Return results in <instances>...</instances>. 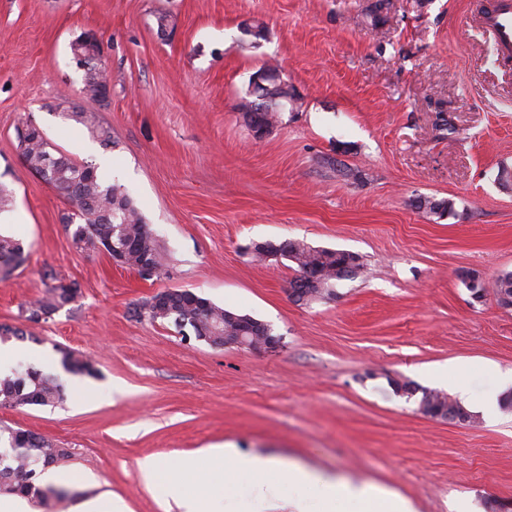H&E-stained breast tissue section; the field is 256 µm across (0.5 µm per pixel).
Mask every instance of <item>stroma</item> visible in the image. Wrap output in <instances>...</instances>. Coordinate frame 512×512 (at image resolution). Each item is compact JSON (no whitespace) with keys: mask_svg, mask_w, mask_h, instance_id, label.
I'll list each match as a JSON object with an SVG mask.
<instances>
[{"mask_svg":"<svg viewBox=\"0 0 512 512\" xmlns=\"http://www.w3.org/2000/svg\"><path fill=\"white\" fill-rule=\"evenodd\" d=\"M490 0H0V183L14 208L0 230L20 237L23 263L0 277V325L24 329L20 362L55 376L57 406L0 409L66 448L84 474L33 512H78L100 495L128 512H178L136 462L223 444L411 500L416 512L512 504V409L480 399L512 392V309L492 287L512 271V65L472 18ZM165 15L167 32L156 18ZM265 34H244L248 21ZM96 33L110 98L83 99L71 42ZM276 66L300 96L295 111L253 139L237 107L252 74ZM83 104L112 131L103 147L65 120ZM452 131L439 137L436 114ZM48 142L121 185L164 253L143 280L103 253L77 250L71 206L26 168L16 130ZM340 154L344 172L323 164ZM449 200L448 212L415 208ZM301 239L360 255L332 302L297 304L291 261H259L255 242ZM484 281L474 301L460 275ZM76 298L45 321L27 309L58 282ZM188 289L271 325L272 353L185 339L137 320L134 305ZM69 349L97 374L62 366ZM467 367L476 419H432L391 381L452 394L433 374Z\"/></svg>","mask_w":512,"mask_h":512,"instance_id":"stroma-1","label":"stroma"}]
</instances>
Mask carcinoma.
I'll list each match as a JSON object with an SVG mask.
<instances>
[{
  "instance_id": "carcinoma-1",
  "label": "carcinoma",
  "mask_w": 512,
  "mask_h": 512,
  "mask_svg": "<svg viewBox=\"0 0 512 512\" xmlns=\"http://www.w3.org/2000/svg\"><path fill=\"white\" fill-rule=\"evenodd\" d=\"M63 117L85 126L92 136L105 145H112V132L100 125L96 117L85 111L65 112ZM18 148L29 171L35 175L42 172L51 146L41 133L25 130L17 133ZM48 184L63 193L74 207V212L65 217L66 226L72 228L71 239L76 248L79 242L87 239L98 241L110 238L124 239L133 243L126 254V264L137 267L141 255L150 254L155 267L162 268V255L156 239L145 223L139 208L122 186L109 184L99 179L95 168L86 163H79L71 157L58 153L55 165L48 170ZM415 208L431 212H446L450 203L430 197H419ZM24 255V246L20 240L0 233V260H20ZM281 257L296 265L295 275L309 273L321 285L314 289L312 298H322L330 294L331 288L338 280L350 278L346 271L347 254L343 250L311 247L301 240L291 246L280 249ZM71 297L59 291V286L48 289L47 294L33 304L31 315L27 320L37 323L39 319L32 313L45 315L70 302ZM226 309L210 303L204 307L191 305L188 297H182L173 309L167 312L151 311L145 313L150 322H175L180 318L188 324L200 320L207 332L216 330L219 335L239 336L247 332L255 318L247 314H235V320L225 321ZM62 363L73 373L88 376L95 375V368L90 360L75 356L72 352L63 353ZM394 393L402 388H411L420 394L418 405H429L431 399H440V404L448 406L450 397L437 391H428L414 386L411 382H392ZM65 393L61 384L50 375L27 368L11 375L0 377V405L19 406H53L64 400ZM6 436L7 446L0 448V455L6 456L7 464L0 465V491L20 494L42 502L45 497L35 483L38 464L46 460L58 462L68 456L67 450L57 448L41 435L24 429H0V437Z\"/></svg>"
}]
</instances>
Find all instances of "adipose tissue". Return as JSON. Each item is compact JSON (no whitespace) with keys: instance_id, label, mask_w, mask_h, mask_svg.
<instances>
[{"instance_id":"1","label":"adipose tissue","mask_w":512,"mask_h":512,"mask_svg":"<svg viewBox=\"0 0 512 512\" xmlns=\"http://www.w3.org/2000/svg\"><path fill=\"white\" fill-rule=\"evenodd\" d=\"M137 468L147 484L162 486L181 512H239L238 502L227 493L246 476L252 479L254 499L274 508L289 490L295 494L296 512L310 507L315 512H339L343 505L358 506L359 512H414L409 500L386 487L338 482L299 465L242 455L229 446L205 448L180 460L174 480L151 457L139 459Z\"/></svg>"}]
</instances>
